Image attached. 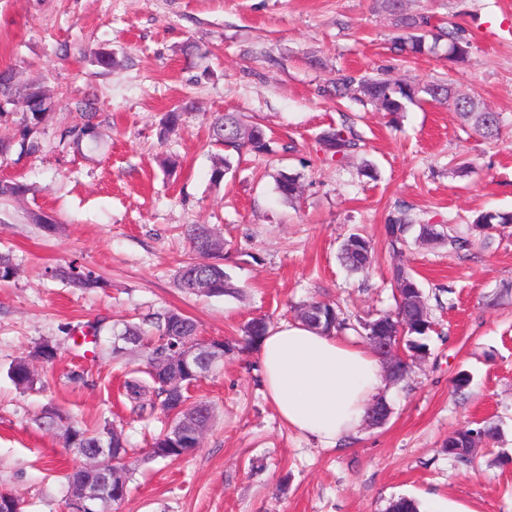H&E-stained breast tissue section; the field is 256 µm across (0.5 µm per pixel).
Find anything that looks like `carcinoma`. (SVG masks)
Returning <instances> with one entry per match:
<instances>
[{"instance_id": "1", "label": "carcinoma", "mask_w": 512, "mask_h": 512, "mask_svg": "<svg viewBox=\"0 0 512 512\" xmlns=\"http://www.w3.org/2000/svg\"><path fill=\"white\" fill-rule=\"evenodd\" d=\"M402 0H378L379 8L393 17L396 35L393 45L396 52L405 58H416L425 51L434 50L440 40H448V58H457V45L461 43L454 30L433 31L431 20L424 14H410L400 6ZM338 94L346 95L360 104H372L377 110L394 115L406 111L407 105L423 101H445L459 113L461 119L485 138L498 137L502 119L496 112H490L482 102L457 94L454 87L446 82L433 81L427 83H408L391 80L382 73L364 74L359 77L347 75L338 82ZM21 101L23 110V127L20 133V154L34 155L41 150L38 134L41 127L48 121L52 105L45 88L40 84L31 83L24 88L17 87L12 69H0V110L7 104ZM80 124L66 132V136L79 141L83 138L92 139L96 136L98 116L96 103L90 98L78 102ZM212 139L228 148L239 150L245 148L255 154L273 152V140L264 128L259 125L244 123L237 114L228 112L212 124ZM320 141L330 159L338 163L354 150L357 142L354 131L346 124L331 127L325 131ZM232 169V161L227 156L215 159L211 169V181L219 183L224 175ZM29 191V186L21 181L0 180V200L19 198ZM275 191L285 203H292L300 197L301 174L298 172L279 170L275 176ZM489 224H512V212H487L479 214L472 222L471 229H484ZM415 222L410 217L408 207L397 206L396 212L389 218L387 229L394 251L408 245V234ZM184 235L192 250L200 256L198 260L186 261L177 271L178 286L191 294H198L197 280L205 279L210 288L203 292L206 296H224L237 293L233 276L226 267L207 261L213 256L211 243L219 240L213 229L207 224H189L184 228ZM417 242L446 243L455 250L469 245V239L457 234L452 226L439 230L431 224L419 225L415 237ZM339 260L350 271L363 273L374 262V254L370 242L358 233L350 234L340 248ZM59 275L69 279L73 285L81 289L102 287L100 277L93 272L78 273L72 269L61 270ZM393 283L397 307L393 314H383L374 320L360 323L362 334L369 333L373 323H383L389 328L398 325L406 327V334L412 348L427 352V340L433 329V321L421 282L415 274L404 267H398L393 274ZM300 320L310 328L325 334H336L347 328L348 321L341 310L326 302L313 301L302 304ZM93 336L100 337L106 331L110 336H130L133 342L124 340L111 344V354L120 360L135 346L144 348V366L132 368L129 373L133 377L124 384L125 397L132 404V411L140 415L152 414L157 410L165 411L175 408L178 401H187L189 396L186 385L195 380L189 373L181 376L180 390L171 391L167 379L162 377L157 368L160 364L170 361L172 354L181 343L197 333L195 321L175 310H163L142 319L141 322H125L122 326L107 325L98 321L91 325ZM269 330V323L263 319H254L244 329L246 342L250 346L258 345ZM59 343L44 339L32 350L10 363L8 376L19 389H31L40 382L35 363L51 364L58 357ZM113 425L105 422L92 428L77 423H69L66 446L77 456H82V449L96 448L112 434ZM476 430L484 435L485 442L490 443L500 435L499 427L486 422L476 429H459L454 432L451 441L460 444V448L448 452L456 461L467 465L471 462L474 449L471 448L468 434ZM195 448L194 438L189 434L172 437L166 429L154 435L147 454L151 458L177 461ZM83 478L89 482L106 479V474L99 471L78 467L65 474L66 482Z\"/></svg>"}]
</instances>
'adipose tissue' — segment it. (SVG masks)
Instances as JSON below:
<instances>
[{
  "instance_id": "obj_1",
  "label": "adipose tissue",
  "mask_w": 512,
  "mask_h": 512,
  "mask_svg": "<svg viewBox=\"0 0 512 512\" xmlns=\"http://www.w3.org/2000/svg\"><path fill=\"white\" fill-rule=\"evenodd\" d=\"M259 366L280 419L327 448L359 432L383 386L372 350L300 323L268 331Z\"/></svg>"
}]
</instances>
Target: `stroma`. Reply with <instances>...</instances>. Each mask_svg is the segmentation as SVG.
<instances>
[{"instance_id":"35a3bbf8","label":"stroma","mask_w":512,"mask_h":512,"mask_svg":"<svg viewBox=\"0 0 512 512\" xmlns=\"http://www.w3.org/2000/svg\"><path fill=\"white\" fill-rule=\"evenodd\" d=\"M408 7L456 26L465 60L449 59L442 46L411 60L396 55L391 19L375 0H0V68H12L19 83L41 82L52 101L41 152L0 160V180L31 187L0 200V253L18 267L0 282V492L19 498L24 512H60L63 475L79 463L59 431L37 425L48 405L122 428L131 478L120 512H386L401 496L444 500L458 512H512V224L472 234L463 250L416 243L398 256L386 229L402 203L420 223L462 232L479 214L512 211V0ZM100 48L114 52L112 70L95 64ZM366 71L452 83L500 113L501 133L483 138L444 103L389 115L337 99L341 74ZM87 97L97 102L98 138L61 140ZM180 106L181 125L160 135L162 115ZM225 112L264 126L274 152L233 155L232 171L215 184L212 159L223 148L210 124ZM344 122L359 147L335 163L320 136ZM168 156L178 159L175 170L163 168ZM452 160L473 172L450 174ZM366 163L375 178L359 176ZM282 168L302 175L304 191L291 205L274 190ZM37 214L56 219L57 233H45ZM185 224L223 236L238 295L178 288L175 270L193 256ZM353 232L377 255L365 275L337 259ZM71 264L104 287L85 291L56 277ZM398 265L426 292L438 332L431 353L405 382L385 383L384 424L322 447L279 418L242 328L263 316L294 322L295 306L310 299L336 303L354 323L377 317L395 307ZM166 309L225 345L223 367L190 389L212 405V425L199 448L174 462L146 458L161 422L138 418L121 395L125 375L109 334L73 341L96 321ZM45 338L59 342L58 358L39 366L33 389L16 388L9 364ZM461 370L472 381L459 388ZM74 371L82 381L71 380ZM486 420L501 435L472 466L448 456L449 435Z\"/></svg>"}]
</instances>
